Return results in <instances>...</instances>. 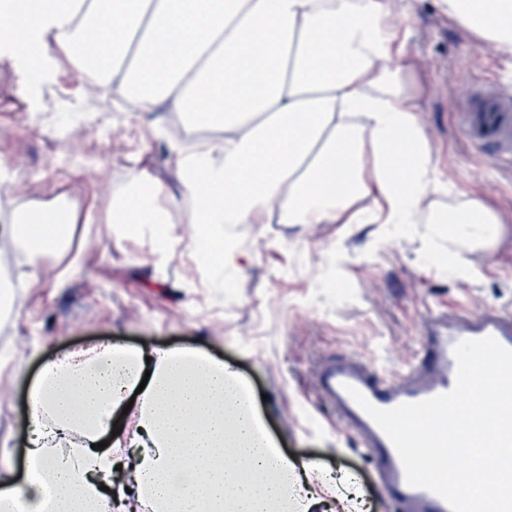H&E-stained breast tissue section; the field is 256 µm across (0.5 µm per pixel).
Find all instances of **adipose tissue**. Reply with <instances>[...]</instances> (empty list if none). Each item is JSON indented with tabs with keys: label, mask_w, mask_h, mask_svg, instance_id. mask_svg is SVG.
<instances>
[{
	"label": "adipose tissue",
	"mask_w": 512,
	"mask_h": 512,
	"mask_svg": "<svg viewBox=\"0 0 512 512\" xmlns=\"http://www.w3.org/2000/svg\"><path fill=\"white\" fill-rule=\"evenodd\" d=\"M465 31L512 57V0H441ZM37 41L30 65L65 55L92 92L131 112H168L209 131L177 157L178 193L161 186L113 206V224L198 230L188 247L224 287L250 256L225 246L228 224H416L449 247L490 245L504 219L474 197L422 213L444 192L419 120L422 88L394 0H20ZM26 211L8 234L33 256L59 225ZM22 481L0 512H313L336 496L314 463L288 458L248 387L190 347L106 345L48 365L29 391ZM135 420L112 429L124 407ZM124 485L113 486L115 467Z\"/></svg>",
	"instance_id": "obj_1"
}]
</instances>
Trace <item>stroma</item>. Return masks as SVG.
<instances>
[{
	"mask_svg": "<svg viewBox=\"0 0 512 512\" xmlns=\"http://www.w3.org/2000/svg\"><path fill=\"white\" fill-rule=\"evenodd\" d=\"M400 7L424 87L420 121L448 184L437 206L488 198L510 224L494 246L458 250L450 265L426 258L423 224H237L234 242L251 261L227 289L184 250L195 225H174L180 246L161 253L150 235H119L106 221L135 180L172 183L175 155L149 117L92 97L65 56L35 73L17 44L0 41V226L44 208L57 188L95 217L71 226L68 253L42 258L44 277L18 289L0 326V484L21 475L28 383L62 352L191 346L233 366L289 456L356 475L362 512H396L374 461L315 398L321 364L358 357L396 373L421 350L429 310L512 309V166L494 148H472L463 121L474 94H512V58L464 32L439 0ZM76 253L77 273L56 287L53 273ZM18 356L27 367L15 379Z\"/></svg>",
	"mask_w": 512,
	"mask_h": 512,
	"instance_id": "obj_1",
	"label": "stroma"
}]
</instances>
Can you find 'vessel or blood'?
<instances>
[{"label": "vessel or blood", "mask_w": 512, "mask_h": 512, "mask_svg": "<svg viewBox=\"0 0 512 512\" xmlns=\"http://www.w3.org/2000/svg\"><path fill=\"white\" fill-rule=\"evenodd\" d=\"M470 142L494 144L512 160V100L487 95L464 114ZM495 338L512 349V311L486 307H458L429 315L425 360L409 363L403 373L386 375L358 358L325 364L317 377L320 399L336 410L338 418L359 438L361 448L377 461V481L397 512H451L449 504L430 490L410 486L400 457L387 435L353 400L357 389L375 407L391 409L449 392L456 380L454 348L465 339Z\"/></svg>", "instance_id": "vessel-or-blood-1"}]
</instances>
